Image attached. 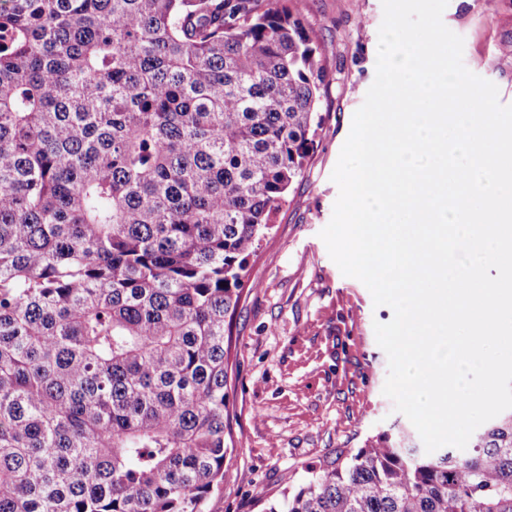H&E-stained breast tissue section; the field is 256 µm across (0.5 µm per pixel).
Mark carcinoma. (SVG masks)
I'll return each mask as SVG.
<instances>
[{"mask_svg": "<svg viewBox=\"0 0 512 512\" xmlns=\"http://www.w3.org/2000/svg\"><path fill=\"white\" fill-rule=\"evenodd\" d=\"M293 0H0V512H202L225 322L313 150ZM267 512H512V409L402 430Z\"/></svg>", "mask_w": 512, "mask_h": 512, "instance_id": "cac0c4a2", "label": "carcinoma"}]
</instances>
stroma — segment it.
<instances>
[{"mask_svg":"<svg viewBox=\"0 0 512 512\" xmlns=\"http://www.w3.org/2000/svg\"><path fill=\"white\" fill-rule=\"evenodd\" d=\"M300 6L332 74L324 121L303 177L249 262L225 357L230 476L205 512H264L310 469L412 427L383 393L388 359L374 325L393 311L341 273L319 236L338 197L331 173L375 79L382 0ZM442 19L464 40L465 67L512 105V0H449Z\"/></svg>","mask_w":512,"mask_h":512,"instance_id":"obj_1","label":"stroma"}]
</instances>
